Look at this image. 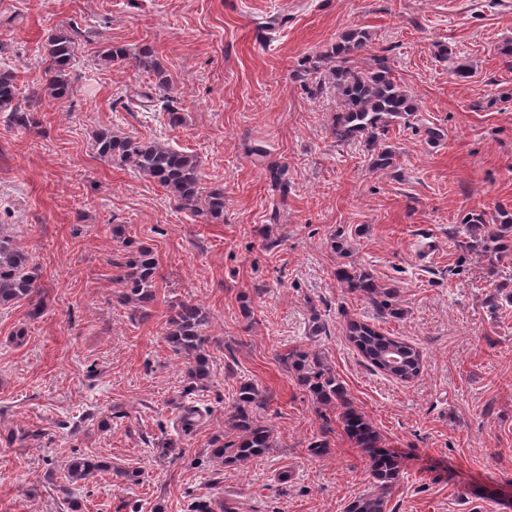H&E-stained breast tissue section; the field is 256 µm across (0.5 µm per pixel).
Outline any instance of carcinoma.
<instances>
[{
	"label": "carcinoma",
	"mask_w": 512,
	"mask_h": 512,
	"mask_svg": "<svg viewBox=\"0 0 512 512\" xmlns=\"http://www.w3.org/2000/svg\"><path fill=\"white\" fill-rule=\"evenodd\" d=\"M78 35L73 27L60 29L50 34L43 46L40 84L54 100L69 97L67 71L73 67L78 54ZM367 47V35L351 30L339 37L330 54L321 57L340 102L331 130L341 142L366 137L370 150L374 151L372 168L385 170L393 166V153L379 140L391 126L416 117L421 106L398 81L386 56L373 55L365 69L355 65L354 57ZM135 64L139 70L154 76L160 87L169 86L168 76L152 48L140 49L135 54ZM19 92L16 74L1 70L0 112L8 113L12 124L38 134L41 119L38 113L20 107ZM94 146L104 160L128 167L165 188L181 209L207 220H223L224 189L203 186L196 155L110 129L98 131ZM268 173L271 183L282 191L286 189V166L271 164ZM489 222L501 225L500 232L473 237L468 244L469 249L495 268L512 256V244L503 242L505 234L512 230V211L500 207L490 221L483 212H470L462 220L470 228L483 227ZM111 265L116 271L114 280L123 288L118 302L129 308L131 317H146L148 305L155 296L158 270L153 251L141 247L113 259ZM335 276L340 287L369 301L380 317L398 318L403 314L396 303V289L376 281L366 268L343 263L337 266ZM39 277V268L31 255L0 230V307L25 301L30 316L40 317L46 302L37 285ZM207 325V314L199 304L179 300L169 305L166 339L174 352L189 359L188 376L193 384L209 377L206 349L211 338L205 332ZM347 332L360 355L379 372L401 382H410L421 373L422 356L411 343L389 336L361 320L349 321ZM280 359L299 386L318 404L324 431H331L332 424L336 423L357 447L370 454L371 490L350 500L344 512H388L389 496L402 468L400 457L382 448L379 432L353 406L343 381L321 354L296 346L280 355ZM264 402V395L253 383L240 384L227 417L236 436L232 440L221 434L214 436L210 444L214 458L229 466H245L274 447L272 429L255 414V408ZM103 468L104 465L92 456H75L68 465L66 479L81 480Z\"/></svg>",
	"instance_id": "carcinoma-1"
}]
</instances>
